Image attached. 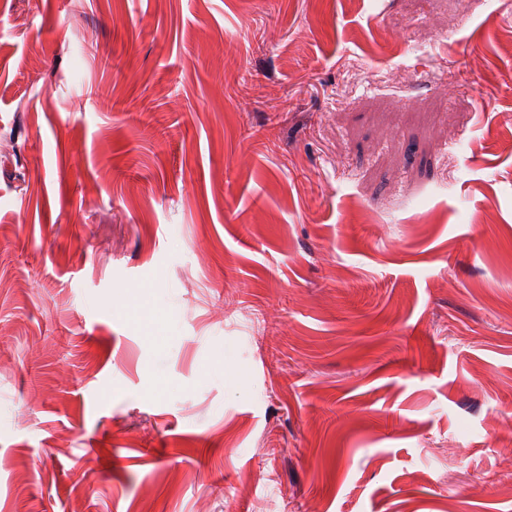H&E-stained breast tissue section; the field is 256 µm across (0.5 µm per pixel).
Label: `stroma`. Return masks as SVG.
I'll list each match as a JSON object with an SVG mask.
<instances>
[{
    "mask_svg": "<svg viewBox=\"0 0 512 512\" xmlns=\"http://www.w3.org/2000/svg\"><path fill=\"white\" fill-rule=\"evenodd\" d=\"M0 512H512V0H0Z\"/></svg>",
    "mask_w": 512,
    "mask_h": 512,
    "instance_id": "obj_1",
    "label": "stroma"
}]
</instances>
